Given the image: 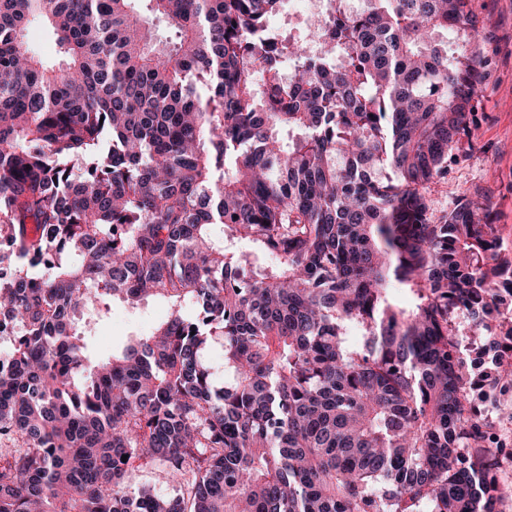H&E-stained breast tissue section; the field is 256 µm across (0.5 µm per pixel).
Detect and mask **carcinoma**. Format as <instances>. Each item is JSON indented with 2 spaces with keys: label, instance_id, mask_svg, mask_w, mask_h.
<instances>
[{
  "label": "carcinoma",
  "instance_id": "obj_1",
  "mask_svg": "<svg viewBox=\"0 0 512 512\" xmlns=\"http://www.w3.org/2000/svg\"><path fill=\"white\" fill-rule=\"evenodd\" d=\"M473 2L290 37L284 0H0V512H502L512 251L428 200L473 136ZM170 314V306L162 301L147 305L145 309L131 310L117 304L108 317L100 322L93 333V345L99 353L112 352V345L123 340L132 331L149 333ZM133 487L146 488L157 495L170 496L175 493V484L159 468H144L133 475Z\"/></svg>",
  "mask_w": 512,
  "mask_h": 512
}]
</instances>
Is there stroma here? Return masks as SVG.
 I'll return each mask as SVG.
<instances>
[{"instance_id":"stroma-1","label":"stroma","mask_w":512,"mask_h":512,"mask_svg":"<svg viewBox=\"0 0 512 512\" xmlns=\"http://www.w3.org/2000/svg\"><path fill=\"white\" fill-rule=\"evenodd\" d=\"M485 34L489 60L475 98L478 123L467 156L447 178L432 186L429 202L434 215L451 211L463 198L487 197L495 223L503 228V246L512 249V0H475ZM170 314L157 301L141 310L117 304L93 333V345L103 354L130 332H151Z\"/></svg>"}]
</instances>
